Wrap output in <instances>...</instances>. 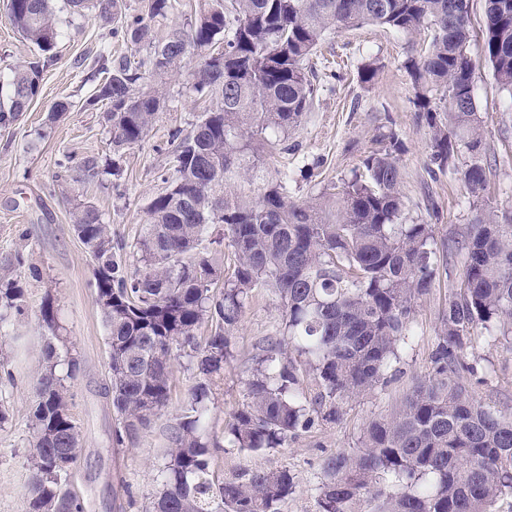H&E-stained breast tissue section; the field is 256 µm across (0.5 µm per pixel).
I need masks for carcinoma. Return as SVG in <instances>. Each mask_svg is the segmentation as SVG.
Returning a JSON list of instances; mask_svg holds the SVG:
<instances>
[{"mask_svg":"<svg viewBox=\"0 0 512 512\" xmlns=\"http://www.w3.org/2000/svg\"><path fill=\"white\" fill-rule=\"evenodd\" d=\"M52 2L8 0V19L31 55L0 73V125L38 94L60 37ZM64 5L72 16L95 11L120 22L103 36L104 79L89 99L108 106L113 151L145 139L190 54L199 58L194 89L209 100L190 133L171 134L173 176L146 207L130 253L112 244L95 206L75 212L107 328L115 442L134 443L163 414L173 361L186 357L193 382L182 414L167 425L160 488L145 512H279L295 475L244 469L219 479L206 432L252 290H274L285 327L260 346L227 445L260 452L338 420L344 400L388 383L412 336L415 306L432 289L436 248L433 225L402 223L403 143L394 133L362 160L339 198L291 201L286 177L257 193L254 160L267 142L287 140L311 109L318 87L310 60L326 35L370 23L410 35L430 31L426 54L408 64L429 128V170L455 168L467 153L462 181L479 196L488 161L467 53L472 0H199L194 21L162 38L155 27L179 11L180 0H148L145 12L126 14L119 0ZM484 18V58L512 95V0H484ZM115 37L129 53H112ZM433 90L441 93L438 105ZM82 171L113 174L108 159L87 160ZM208 224L227 229L237 258L231 280L197 252ZM459 245L464 272L448 292L432 379L392 414L370 421L360 447L325 459L315 512H495L498 501L512 499V417L473 400L466 385L476 372L466 362L476 339L512 335V213L480 205ZM24 303L23 286L1 270L0 325L22 314ZM40 316L51 336L30 412L28 512H83L65 488L82 454L67 386L79 361L70 349L58 351L66 337L52 296ZM204 324L210 335L202 338Z\"/></svg>","mask_w":512,"mask_h":512,"instance_id":"carcinoma-1","label":"carcinoma"}]
</instances>
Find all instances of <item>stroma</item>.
Masks as SVG:
<instances>
[{
  "label": "stroma",
  "mask_w": 512,
  "mask_h": 512,
  "mask_svg": "<svg viewBox=\"0 0 512 512\" xmlns=\"http://www.w3.org/2000/svg\"><path fill=\"white\" fill-rule=\"evenodd\" d=\"M8 0H0V71L27 59L29 45L8 20ZM62 35L53 62L44 69L38 95L27 112L0 125V266L11 265L25 291L26 308L0 326V408L9 420L0 426V512H27L31 441L30 409L48 334L40 320L45 297H53L69 346L80 362L70 383L71 413L83 437L80 464L67 486L84 503V512H144L156 489L167 448L166 426L180 414L192 383L186 358L174 363L168 405L162 417L144 429L133 446L116 445L112 407L103 394L107 379V331L91 286L92 259L77 236L73 212L89 203L112 228L113 240L132 244L144 228L149 201L171 176L169 136L190 131L199 121L203 101L193 87L196 58H188L168 87L145 141L116 152L104 120L105 104L89 105L102 76L96 59L101 36L112 19L87 13L73 20L59 12ZM472 38L467 48L474 63L473 94L483 117L489 149V172L482 199L512 210V94L496 84L482 53L483 0H473ZM424 43L405 33L364 25L327 35L312 58L318 95L286 142L264 152L255 170L259 188L288 182L290 200L304 203L341 194L362 158L381 148L384 135L397 133L404 144L398 156L402 171L403 220L434 227L439 250L437 273L429 295L418 301L414 334L402 351L392 380L373 392L349 399L335 423H321L281 448L241 452L227 447L224 432L234 410L247 398L246 378L264 337L278 335L283 312L274 290L257 288L233 332L232 357L214 390L207 424L212 462L218 475L241 469L290 470L296 487L280 512H314L322 464L332 454L359 447L365 425L391 414L404 395L433 375L431 353L440 330L448 287L463 273L458 249L472 219L473 198L457 170H427L429 131L415 105L409 59ZM341 66L339 79L328 78L330 63ZM378 70L373 82H361L364 66ZM59 100L71 109L51 118ZM74 162L112 159L119 173L94 180L62 171L65 155ZM477 369L471 396L502 415L512 414V340L478 341L466 354Z\"/></svg>",
  "instance_id": "obj_1"
}]
</instances>
